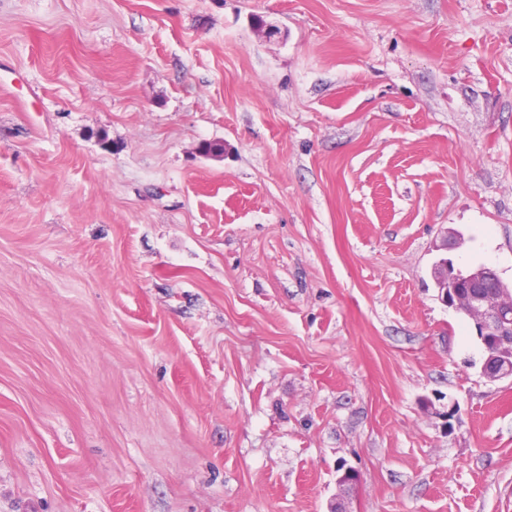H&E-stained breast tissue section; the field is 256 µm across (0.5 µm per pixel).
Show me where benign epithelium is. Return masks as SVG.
I'll return each mask as SVG.
<instances>
[{
  "label": "benign epithelium",
  "instance_id": "benign-epithelium-1",
  "mask_svg": "<svg viewBox=\"0 0 512 512\" xmlns=\"http://www.w3.org/2000/svg\"><path fill=\"white\" fill-rule=\"evenodd\" d=\"M431 276L435 283L443 285L439 297L444 305L455 310H470L477 315L485 333L497 337L504 335L507 325L502 313L512 309V293L487 298L481 291L485 284L500 279L495 268L483 264L462 274L451 275L448 266L437 261L432 266ZM450 279L454 282L452 290L448 289ZM482 374L491 381L511 378L512 365L493 353L487 356Z\"/></svg>",
  "mask_w": 512,
  "mask_h": 512
}]
</instances>
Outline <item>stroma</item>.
Returning a JSON list of instances; mask_svg holds the SVG:
<instances>
[{"label":"stroma","instance_id":"1","mask_svg":"<svg viewBox=\"0 0 512 512\" xmlns=\"http://www.w3.org/2000/svg\"><path fill=\"white\" fill-rule=\"evenodd\" d=\"M448 228L512 282V0H0V512H512Z\"/></svg>","mask_w":512,"mask_h":512}]
</instances>
